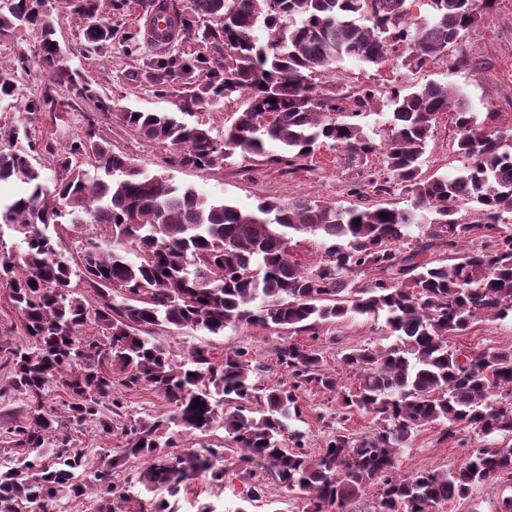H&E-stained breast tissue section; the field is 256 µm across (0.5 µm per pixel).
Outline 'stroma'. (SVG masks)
<instances>
[{
    "instance_id": "1",
    "label": "stroma",
    "mask_w": 512,
    "mask_h": 512,
    "mask_svg": "<svg viewBox=\"0 0 512 512\" xmlns=\"http://www.w3.org/2000/svg\"><path fill=\"white\" fill-rule=\"evenodd\" d=\"M48 8L55 19L57 36L62 48L64 65L94 76L100 95L111 97L115 106L142 112H172L176 100L155 96L148 84H127L124 75L134 69L135 62L123 54L120 46L111 53L98 55L90 50L70 14L64 0H48ZM38 38L31 30H20L11 38L0 40V69L15 66L18 55L29 58L28 69L22 76L21 92L29 98L39 95L48 77L36 62ZM440 83L460 90L471 111L478 116L494 112L502 128L512 129V0H496L482 28L451 48L447 56L437 58L421 68H397L379 71L375 67L345 60L338 64L333 76L322 78L323 90L342 96L354 95L363 85L387 91L399 87L411 91L428 83ZM27 126L38 141H50L55 150H62L69 141L83 135L87 129H96L110 138L115 149L127 154L130 161L145 175H162L173 183L194 189L215 202H227L244 211L255 209L266 199L284 204L300 199L327 202L336 206L356 205V198L347 190L363 175L367 165L348 155L345 150L330 144L316 148L305 169L288 172L284 165L270 163V156L279 154L276 144L266 146L267 159L257 160L249 155L234 154L223 168L201 172L183 168L175 161L172 147L144 141L134 133L110 128L104 117L92 104L29 117ZM456 128L449 113L437 116L433 137L420 159L423 174L451 175L459 166L450 147ZM155 338L170 352L173 360H182L189 351L202 348L212 361L223 362L226 353L243 348L248 350L257 382L263 386L289 388L292 380L277 362V350L285 342L294 340L322 353L323 364L335 373L341 386L352 388L357 379L341 367L342 353L353 347L388 344L383 319L355 316L323 323L318 338L301 333L274 329L228 327L214 335L202 329L157 328ZM21 322L12 308L6 289L0 287V386L9 381L12 365L9 351L21 341ZM452 346L481 350L487 347L512 346V320H485L476 323L464 336L451 340ZM120 407L112 414L111 432H102L90 423L77 429L67 419L62 391H52L47 399L48 409L59 420V435L74 440L87 450L88 463L99 462L103 455H120L127 438L126 426L138 421L153 422L165 419L172 411L171 404L149 386L134 389L115 387L113 390ZM300 413L290 419V429L302 432L306 449L319 454L328 440L330 426L359 437L370 434L376 426L372 415L363 412L341 413L336 395L321 389L307 388L298 392ZM501 447V440L479 436L468 427H461L458 438L444 440L439 425L424 427L411 440L402 455L401 467L445 470L456 467L467 449L487 446ZM245 487L242 480L217 486L208 475L202 474L189 481L178 496L170 498L173 512H197L200 504H214L218 512H236ZM512 497V480H497L484 484L473 499L444 503L438 512H496L503 498Z\"/></svg>"
}]
</instances>
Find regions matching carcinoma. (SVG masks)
<instances>
[{"label": "carcinoma", "instance_id": "1", "mask_svg": "<svg viewBox=\"0 0 512 512\" xmlns=\"http://www.w3.org/2000/svg\"><path fill=\"white\" fill-rule=\"evenodd\" d=\"M71 14L96 53L112 49L113 13L127 0H74ZM428 14H413V0H141L150 34L123 38L124 52L139 58L158 96L178 98V112L119 109L95 82L63 66L55 20L46 0H0V38L19 28L39 35V64L49 75L41 95L19 106L16 71H0V112L56 111V87L73 104L94 103L109 125L139 138L169 144L182 167L210 171L239 150L295 169L327 141L361 159L380 153L383 168L366 171L350 195L410 197L412 210L388 206L338 208L321 201L288 205L265 200L243 211L212 203L189 187L148 177L112 141L89 128L62 152L44 150L62 176L48 181L33 163L39 152L19 117L0 125V144L27 140V148L0 150V182L27 185L17 199L0 202V285L17 310L25 342L10 350L8 390L36 403L25 424L5 428L10 448L0 459V512H62V501L102 494L98 512H117L112 470L128 458L146 459L133 483L148 492L177 494L198 474L224 484L234 470L230 453L250 464L242 501L264 497L262 471L305 501L303 512H345L369 490L375 512H431L466 500L487 482L512 477V448H469L460 467L402 473V449L420 429L441 424L442 439L464 423L477 434L512 436V348L478 351L450 345L485 319L512 317V133L470 112L462 93L429 83L415 91H389L390 133L378 145L355 118L378 100L357 91L346 106L318 89V79L353 58L381 67L394 61L422 66L476 33L495 0H423ZM267 31L266 40L256 30ZM236 100L243 110L224 139L178 114L207 111ZM449 112L457 130L454 176H426L419 160L437 115ZM275 142L279 155H266ZM429 214L422 238L408 239L416 212ZM388 218H383V215ZM100 224L123 249L88 240L78 257L57 249L50 229L79 232ZM19 243L7 244L1 228ZM298 234L320 237L324 259L305 269L291 258ZM480 239L478 247L469 243ZM430 257H425V254ZM378 271L386 278L360 283ZM77 282H72V278ZM384 315L394 341L354 348L344 368L359 376L343 391L315 349L290 341L277 362L293 379L290 389H261L252 379L249 352L225 354L220 364L195 348L180 362L152 338L156 327L228 326L286 329L315 334L320 325L352 315ZM126 388L150 386L172 405L167 420L129 428L123 456L88 467L86 451L53 446L58 420L43 409L51 388L70 401L68 420L95 422L106 433L112 372ZM313 386L336 394L350 412L374 415L370 436L340 430L319 455L302 436L286 435L300 412L296 391ZM231 451L189 448L180 454L160 432L205 433L217 421ZM54 462H45L47 454Z\"/></svg>", "mask_w": 512, "mask_h": 512}]
</instances>
